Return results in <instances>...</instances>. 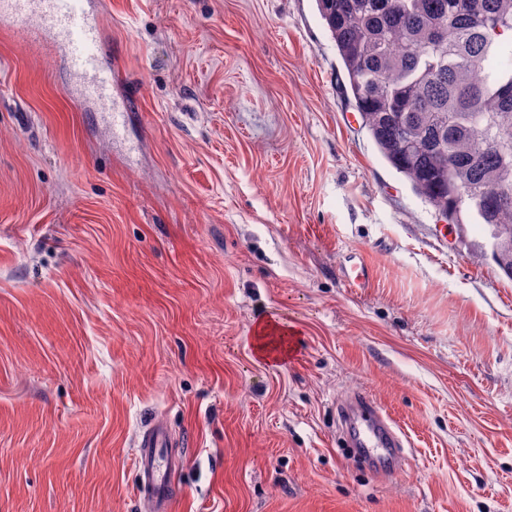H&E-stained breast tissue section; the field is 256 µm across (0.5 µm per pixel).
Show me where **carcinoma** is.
Here are the masks:
<instances>
[{
	"label": "carcinoma",
	"instance_id": "cac0c4a2",
	"mask_svg": "<svg viewBox=\"0 0 512 512\" xmlns=\"http://www.w3.org/2000/svg\"><path fill=\"white\" fill-rule=\"evenodd\" d=\"M381 156L450 224L512 228V0H317Z\"/></svg>",
	"mask_w": 512,
	"mask_h": 512
}]
</instances>
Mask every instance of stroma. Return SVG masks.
Segmentation results:
<instances>
[{
	"mask_svg": "<svg viewBox=\"0 0 512 512\" xmlns=\"http://www.w3.org/2000/svg\"><path fill=\"white\" fill-rule=\"evenodd\" d=\"M89 3L108 105L0 18V512H151L156 419L170 512H512V280L380 155L316 0ZM357 390L390 479L338 441ZM339 425L351 448H358L375 469L393 475L400 464V448L407 441L398 424L366 392L358 391L342 405ZM169 442V433L159 422L149 426L138 440V484L150 492L156 512L168 510L172 499Z\"/></svg>",
	"mask_w": 512,
	"mask_h": 512,
	"instance_id": "1",
	"label": "stroma"
}]
</instances>
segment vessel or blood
Instances as JSON below:
<instances>
[{
	"label": "vessel or blood",
	"mask_w": 512,
	"mask_h": 512,
	"mask_svg": "<svg viewBox=\"0 0 512 512\" xmlns=\"http://www.w3.org/2000/svg\"><path fill=\"white\" fill-rule=\"evenodd\" d=\"M39 13L42 29L26 32L25 37L39 41L51 33L70 56L82 83L86 98L107 102L112 89V71L102 61L101 33L84 8L73 0H0V14ZM339 425L350 447L359 449L375 469L395 474L405 435L398 424L366 392L358 391L342 405ZM169 433L161 423H153L140 436L137 450V478L147 489L155 512H167L171 503Z\"/></svg>",
	"instance_id": "b4317fda"
}]
</instances>
